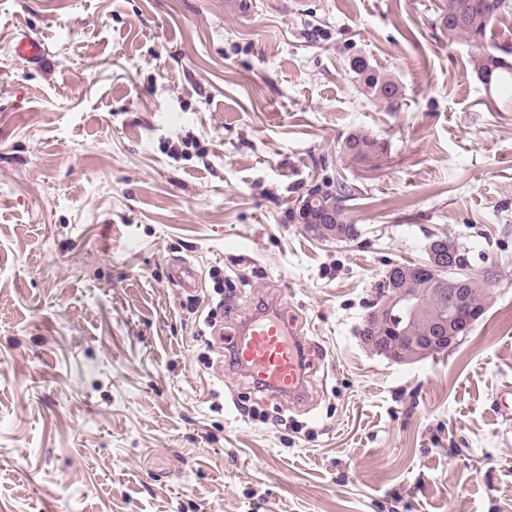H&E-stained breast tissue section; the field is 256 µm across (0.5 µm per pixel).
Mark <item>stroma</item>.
<instances>
[{
  "instance_id": "1",
  "label": "stroma",
  "mask_w": 512,
  "mask_h": 512,
  "mask_svg": "<svg viewBox=\"0 0 512 512\" xmlns=\"http://www.w3.org/2000/svg\"><path fill=\"white\" fill-rule=\"evenodd\" d=\"M434 0H0V512H512V110ZM49 56L18 63L19 31ZM402 85L370 101L349 61ZM365 129L372 171L343 153ZM343 178L361 234L289 214ZM445 233L497 267L483 317L405 365L358 330ZM192 265L312 346L281 401L200 361ZM347 140L357 149L356 152L352 146L346 145V150L349 153L354 154L356 152L354 158L351 159L344 151L345 156L352 162L362 163L367 167H371L372 170H376L381 166L387 155L384 142L380 141L370 132L361 129L350 132L344 141V145Z\"/></svg>"
}]
</instances>
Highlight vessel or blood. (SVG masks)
I'll return each instance as SVG.
<instances>
[{
    "label": "vessel or blood",
    "instance_id": "vessel-or-blood-1",
    "mask_svg": "<svg viewBox=\"0 0 512 512\" xmlns=\"http://www.w3.org/2000/svg\"><path fill=\"white\" fill-rule=\"evenodd\" d=\"M11 52L29 65L43 63L47 55L44 43L26 34L16 36ZM224 345L257 388L291 400L303 395L312 348L297 336L287 311L260 308L226 332Z\"/></svg>",
    "mask_w": 512,
    "mask_h": 512
}]
</instances>
